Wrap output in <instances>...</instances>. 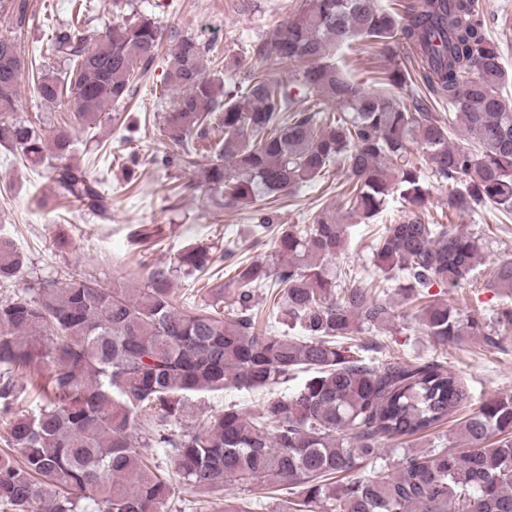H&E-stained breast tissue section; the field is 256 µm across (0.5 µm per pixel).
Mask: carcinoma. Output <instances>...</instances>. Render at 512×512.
Segmentation results:
<instances>
[{"mask_svg":"<svg viewBox=\"0 0 512 512\" xmlns=\"http://www.w3.org/2000/svg\"><path fill=\"white\" fill-rule=\"evenodd\" d=\"M27 13L28 0H0V15L18 26ZM166 38L172 106L162 136L187 158L212 154L203 178L217 204L236 208L259 195L275 203L344 168L348 219L380 216L395 194L408 215L373 239L382 279L355 277L340 288L336 262L350 234L334 207L278 229L270 263L201 244L173 264L143 261L136 288L121 279L107 288L86 273L62 284L25 282L0 301V421L4 442L21 456L0 454V502L18 512H86V500L95 512H165L176 474L202 495L236 484L284 487L288 497L274 512H512V393L485 396L457 436L416 448L469 404L462 379L438 358L401 360L374 341L349 344L363 330L395 324L400 313L386 293L396 280L440 347L479 336L497 348L493 326L512 329V306L489 316L429 299L435 285L469 282L482 248L455 224L425 221L431 183L453 186L454 213L485 203L512 213L509 79L478 0H406L400 8L296 0L253 57L232 60L214 45L166 36L146 14L93 40L56 31L51 50L64 76L43 75L37 93L94 125L133 98ZM343 49L385 58L376 89L338 65ZM23 68L16 44L0 38V144L46 164L68 198L108 216L101 182L73 161L72 126L44 138L13 119ZM222 73L241 81L223 91ZM441 100L446 113L433 111ZM454 129L463 141H450ZM130 238L162 247L148 224ZM220 266L233 275L207 282L200 300L176 294V273ZM26 268L15 239L0 232V283ZM486 279L511 294L512 259L492 265ZM271 286L276 312L262 319L258 290ZM275 321L288 331L273 333ZM41 364L48 378L31 384L43 403L22 414L21 379ZM299 373L307 374L299 387L275 392ZM228 387L266 398L251 409L227 402L182 427L188 396ZM145 448L164 449L174 470Z\"/></svg>","mask_w":512,"mask_h":512,"instance_id":"carcinoma-1","label":"carcinoma"}]
</instances>
